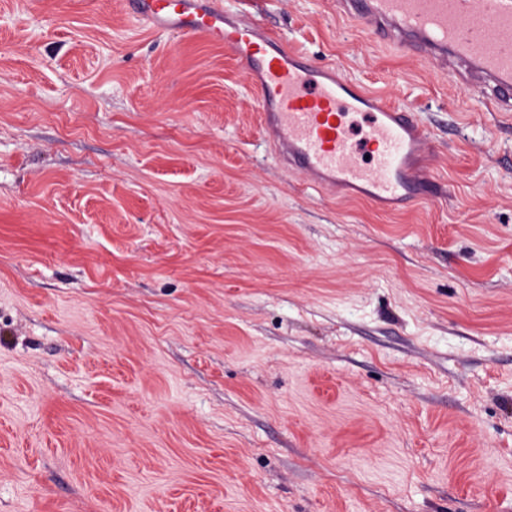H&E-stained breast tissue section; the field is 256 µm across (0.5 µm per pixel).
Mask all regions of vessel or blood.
I'll list each match as a JSON object with an SVG mask.
<instances>
[{
  "instance_id": "vessel-or-blood-1",
  "label": "vessel or blood",
  "mask_w": 512,
  "mask_h": 512,
  "mask_svg": "<svg viewBox=\"0 0 512 512\" xmlns=\"http://www.w3.org/2000/svg\"><path fill=\"white\" fill-rule=\"evenodd\" d=\"M217 0H125L154 30L224 43L257 90L261 130L278 164L316 189L353 190L375 206L439 201L451 186L432 173L422 119L291 50L262 19ZM398 53L429 61L493 112H512V0H333Z\"/></svg>"
}]
</instances>
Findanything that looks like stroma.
Instances as JSON below:
<instances>
[{
    "label": "stroma",
    "mask_w": 512,
    "mask_h": 512,
    "mask_svg": "<svg viewBox=\"0 0 512 512\" xmlns=\"http://www.w3.org/2000/svg\"><path fill=\"white\" fill-rule=\"evenodd\" d=\"M263 8L453 196L326 197L222 44L0 0V512H512V119L331 0Z\"/></svg>",
    "instance_id": "1"
}]
</instances>
